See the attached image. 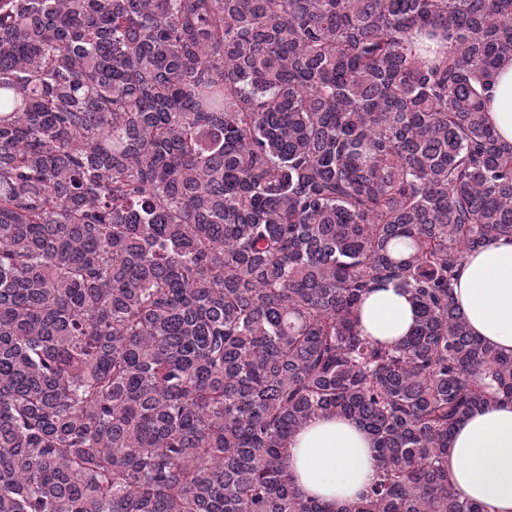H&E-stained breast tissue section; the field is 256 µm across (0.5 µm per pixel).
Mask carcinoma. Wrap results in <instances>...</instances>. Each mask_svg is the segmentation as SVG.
Segmentation results:
<instances>
[{
	"label": "carcinoma",
	"instance_id": "cac0c4a2",
	"mask_svg": "<svg viewBox=\"0 0 512 512\" xmlns=\"http://www.w3.org/2000/svg\"><path fill=\"white\" fill-rule=\"evenodd\" d=\"M507 55L512 0H0V512H483L448 439L512 354L453 284L512 239ZM321 415L375 440L349 507L289 472ZM487 95L490 99L486 112L489 124L503 142L512 144V57L500 66ZM359 315L362 333L382 342L401 339L414 325V309L408 295L392 284L368 294Z\"/></svg>",
	"mask_w": 512,
	"mask_h": 512
}]
</instances>
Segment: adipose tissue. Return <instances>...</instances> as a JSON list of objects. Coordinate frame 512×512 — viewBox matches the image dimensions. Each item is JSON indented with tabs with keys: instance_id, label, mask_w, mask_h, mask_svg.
<instances>
[{
	"instance_id": "ef3b65f1",
	"label": "adipose tissue",
	"mask_w": 512,
	"mask_h": 512,
	"mask_svg": "<svg viewBox=\"0 0 512 512\" xmlns=\"http://www.w3.org/2000/svg\"><path fill=\"white\" fill-rule=\"evenodd\" d=\"M486 117L501 140L512 144V58L498 70ZM453 292L471 332L512 353V239L467 254ZM359 315L362 333L383 342L401 339L414 325L408 295L391 284L368 294ZM288 448L295 486L306 496L350 505L375 477L372 439L350 421L309 420ZM448 481L460 498L482 503L486 512H512V403L475 411L456 427Z\"/></svg>"
}]
</instances>
